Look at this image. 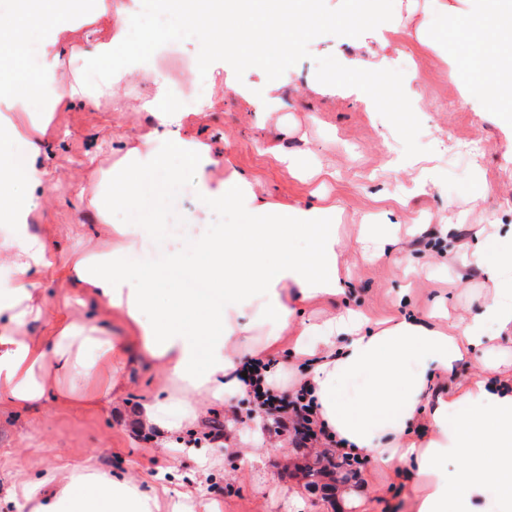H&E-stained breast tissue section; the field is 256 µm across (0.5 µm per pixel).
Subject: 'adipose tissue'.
<instances>
[{
    "instance_id": "ef3b65f1",
    "label": "adipose tissue",
    "mask_w": 512,
    "mask_h": 512,
    "mask_svg": "<svg viewBox=\"0 0 512 512\" xmlns=\"http://www.w3.org/2000/svg\"><path fill=\"white\" fill-rule=\"evenodd\" d=\"M47 91L63 105L85 97L81 83L60 76L53 58L42 59L20 98L29 104ZM180 98V88L164 74L155 75L154 91L141 107L154 112L153 136L167 151L146 158L128 148L127 164L106 176L111 189L98 192L93 202L101 217H108L112 206L136 194L143 175L165 168L176 156L196 172L204 208L246 210L252 223L224 225L220 235L195 246L196 272L221 293V308H211L202 294L176 288L171 307L146 319L153 285L147 275L122 264L149 235V225L138 222L112 225L111 250L75 255L59 283L63 289H85L100 305L121 311L134 342L173 384V391L145 398L137 420L168 441L202 408L244 396L237 376L243 356H266L288 344L307 362L304 378L328 431L345 439L352 452L370 454L377 466L413 476V512H470L472 500L489 483L500 484L512 507V380L499 377L488 334L493 327L512 335V250L493 258L480 247L463 255L449 251V266L484 271L494 289L481 296L477 315L447 331L407 310L383 326L350 310L321 322L303 319L302 308L346 292L337 252L341 208L265 202L239 173L221 189L207 188L206 169L215 152L206 142L183 137L184 117L175 109ZM48 183V171L33 165L16 169L0 150V224L8 228L0 236V406L21 409L46 399L71 408L116 403L130 363L124 345L104 327L91 319L62 318L49 335L29 332L46 314L41 283L55 268L56 250L31 232L30 208L13 189ZM298 238L309 241V251L294 249ZM359 240L368 262L399 252L388 225L369 218L361 223ZM256 301L270 322L261 338L254 323L242 319ZM475 353L483 356L481 373L458 382L459 362ZM440 378L447 379L448 389L434 406H426L424 399ZM448 458L459 459L456 472L438 468V461ZM9 495L29 512H188L190 500L164 485L146 490L135 480L112 478L89 461L62 480L53 474L20 479Z\"/></svg>"
}]
</instances>
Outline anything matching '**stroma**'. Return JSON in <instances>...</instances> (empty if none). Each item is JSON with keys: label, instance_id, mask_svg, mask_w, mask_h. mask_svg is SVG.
Instances as JSON below:
<instances>
[{"label": "stroma", "instance_id": "1", "mask_svg": "<svg viewBox=\"0 0 512 512\" xmlns=\"http://www.w3.org/2000/svg\"><path fill=\"white\" fill-rule=\"evenodd\" d=\"M137 5L138 0H88L86 10L72 16L61 34L72 47L60 59L64 74L85 82L96 102L55 110L44 137L50 188L34 193L30 222L65 255L111 249L112 235L98 221L89 193L129 144L145 150L162 147L150 136L155 117L140 108L142 97L153 89L152 72L137 73L111 90L102 69L88 68L84 61L93 41L114 35L111 12ZM309 51V58L273 81L257 67L240 78L229 66L203 76L194 69L167 70L168 79L192 84L196 92L184 137L212 142L219 150L218 165L209 169L211 186L238 171L267 201L343 208L346 221L337 236L349 288L342 298L312 305L310 316L322 318L349 306L375 323L395 316L403 301L421 315L443 301L451 322L468 317L476 310L477 297L490 290V281L475 268L459 277L450 274L438 252L416 243L408 228L420 224L429 232L447 225L450 243L462 248L474 246L475 231L485 225L492 240L512 243V149L507 146L512 126L502 120L512 103L478 93L463 97L458 78L474 65L479 80L512 83V70L502 59L490 57L484 33L472 26L468 0H394L391 21L357 38L318 36ZM328 55L342 63L360 58L369 67L400 69L411 77L406 94L422 124L418 142L425 152L420 160L434 175L424 189H416L417 170L405 159L393 126L374 116L371 98L355 88L317 81L315 60ZM229 85L236 86V94L225 95ZM469 137L486 145L477 162L457 156L452 148L442 154L433 150L435 142L452 145ZM278 152L318 164L321 171L310 177L293 175L275 160ZM174 185L184 190L190 226L187 242L180 245L169 240V216L162 203ZM370 216L396 225L407 262L361 261L357 226ZM112 218L152 225L146 248L126 256L124 263L132 268L153 265L159 312L167 307L171 289L189 284L186 274L196 263L193 240L217 234L223 225L250 221L236 209H201L196 174L177 158L170 159L168 169L144 176L139 195ZM172 254L180 256V263H169ZM43 294L48 313L31 325L32 335H47L53 322L69 314V296L84 298L80 315L106 326L113 336L129 333L116 311L85 297L82 289L66 295L47 279ZM161 379L159 367L141 359L131 370L120 405L72 411L48 399L30 409L1 407L0 512H19L6 498L17 477L38 479L88 457L113 477L134 474L145 489L166 478L177 491V475L197 470L198 449L216 458L205 492L207 500L221 503L222 512H357L338 505L340 480L328 488L308 486L301 468L316 449L289 447L287 435L275 434L269 421L249 417V405L242 400L230 412L209 408L193 428L172 437L170 447H160L155 431L139 424L134 412ZM250 448L256 451L254 458L242 459L241 450ZM409 481L406 472L370 462L344 485L369 498L370 512H411L399 493L400 484ZM286 485L298 487V498L282 495Z\"/></svg>", "mask_w": 512, "mask_h": 512}]
</instances>
